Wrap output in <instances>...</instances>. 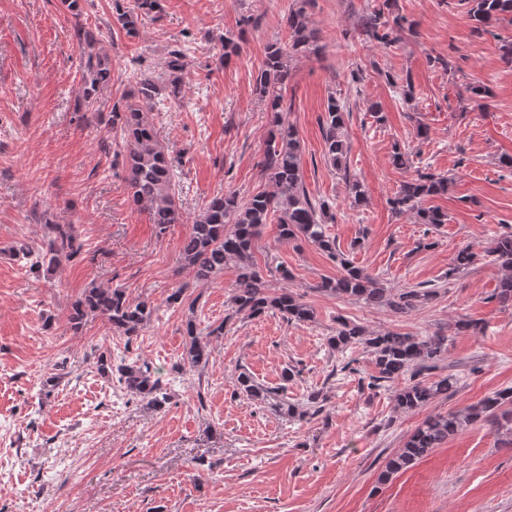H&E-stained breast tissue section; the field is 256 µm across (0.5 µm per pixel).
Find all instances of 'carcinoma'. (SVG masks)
<instances>
[{"label":"carcinoma","instance_id":"carcinoma-1","mask_svg":"<svg viewBox=\"0 0 512 512\" xmlns=\"http://www.w3.org/2000/svg\"><path fill=\"white\" fill-rule=\"evenodd\" d=\"M297 8L287 17L291 41L270 43L256 79V92L272 114V129L257 166L262 176L274 187L268 194L259 192L241 201L234 192L217 195L205 205L203 212L191 224L181 246L183 266L195 283H212L224 275V268L232 266L237 272L236 288L231 296L229 317L244 315L257 318L277 313L286 322H307L314 318L312 307L301 296L287 288L278 291L269 285L260 271L255 250L270 216H277L278 238L283 241L303 239L322 251L339 269L334 279L324 280L317 289L343 296L368 306L389 307L399 314H409L437 295L429 288H386L363 269L354 266L336 245V237L329 232L325 216L327 201L314 202L303 186L301 172V144L293 128L286 124L283 112V91L292 77L295 57L316 54L321 46L308 27L305 5L308 0H297ZM468 16L473 30L487 33L495 24L512 19V0H471ZM160 9V0H135V8L118 13V23L127 32L137 28L141 17H149ZM407 20L396 16L385 17L384 10H374L365 20L363 34L368 39L389 43L393 34L404 28ZM79 48L84 57L82 96L87 111L99 114L96 96L112 83V66L108 56L97 47L93 31L84 26L75 29ZM184 53L170 52L166 63L169 72V95L175 100L185 98L179 73L184 69ZM160 87L151 77L140 79L131 94L133 101L121 111H112L111 129L121 132L126 143L125 183L132 205L148 214L157 234L162 235L173 224H184L186 216L175 199L171 167L163 147L156 139L148 118L147 106ZM346 109L336 99L329 98L321 117L324 155L336 169H341L348 152L345 138ZM449 178L421 174L402 183L390 199L393 211L414 213L422 224H445L448 214L438 207H424L422 202L448 190ZM52 236L41 248L32 266L48 271L56 269L62 260L71 259L82 250L72 224L50 226ZM487 255L505 271L493 298L501 303H512V230L494 236L487 247ZM474 253L465 247L454 258L450 273L467 270ZM155 309L145 300L129 298L125 289L91 285L72 305L69 323L78 331L91 313L103 316L112 331L127 338V342L141 335L153 321ZM225 322L212 323L206 332L197 330L193 320L186 323L184 360L193 367H204L212 357L213 341L224 336ZM329 348L342 351L352 345H363L373 357L376 374L370 377L368 387L380 389L386 383L410 374V384L395 396V409L412 412L424 408L440 396L451 397L456 392V379L448 374L431 378L448 353V337L435 332L426 336L388 331L374 334L356 323L338 321L335 334L328 337ZM118 383L147 405L159 409L170 400L160 377L146 362L132 361L116 366ZM236 388L261 406L271 405L286 420L312 418L321 412V395L315 392L304 403L288 399L287 388L265 386L242 368L236 376ZM479 422L488 423L512 437V388L494 392L480 402L450 412L426 418L405 441L403 448L390 457L383 476L406 470L431 452L445 445L462 429Z\"/></svg>","mask_w":512,"mask_h":512}]
</instances>
